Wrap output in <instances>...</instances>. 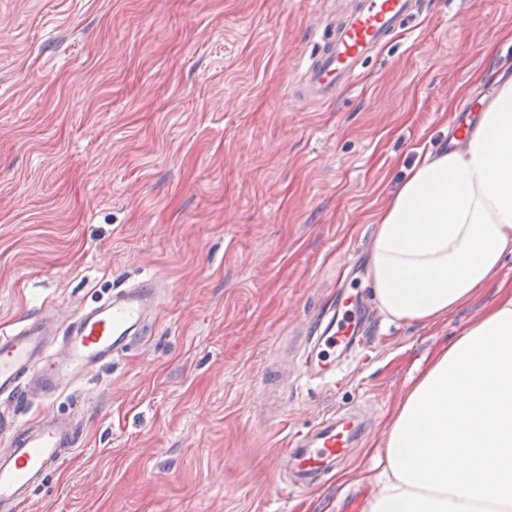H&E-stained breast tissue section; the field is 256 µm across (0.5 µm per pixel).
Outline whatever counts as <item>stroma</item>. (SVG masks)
<instances>
[{"label": "stroma", "mask_w": 512, "mask_h": 512, "mask_svg": "<svg viewBox=\"0 0 512 512\" xmlns=\"http://www.w3.org/2000/svg\"><path fill=\"white\" fill-rule=\"evenodd\" d=\"M337 0H0V328L71 313L153 274L143 341L58 395L75 447L23 512H340L370 500L399 400L512 291L497 281L433 324L368 327L337 383L296 365L330 280L370 290L369 246L414 159L512 76V0H417L402 35L333 101L300 90ZM371 406L349 468L288 498L291 434Z\"/></svg>", "instance_id": "obj_1"}]
</instances>
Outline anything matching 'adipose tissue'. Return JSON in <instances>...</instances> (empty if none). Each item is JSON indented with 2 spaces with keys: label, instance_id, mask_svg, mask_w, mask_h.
Instances as JSON below:
<instances>
[{
  "label": "adipose tissue",
  "instance_id": "adipose-tissue-1",
  "mask_svg": "<svg viewBox=\"0 0 512 512\" xmlns=\"http://www.w3.org/2000/svg\"><path fill=\"white\" fill-rule=\"evenodd\" d=\"M512 254V77L465 150L413 162L370 255L388 321L455 313ZM367 512H512V292L411 383L378 456Z\"/></svg>",
  "mask_w": 512,
  "mask_h": 512
}]
</instances>
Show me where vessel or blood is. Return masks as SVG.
<instances>
[{"label": "vessel or blood", "mask_w": 512, "mask_h": 512, "mask_svg": "<svg viewBox=\"0 0 512 512\" xmlns=\"http://www.w3.org/2000/svg\"><path fill=\"white\" fill-rule=\"evenodd\" d=\"M344 16L305 72L310 98L329 101L346 88L363 61L400 33L415 0H343ZM163 281L145 277L62 324L49 308L0 329V512H20L62 453L73 448V417L40 413L20 420L12 403L47 402L92 376L143 339L155 321ZM341 317L331 318L302 357L299 374L310 382L335 380L336 365L360 338L369 310L361 293L342 298ZM371 412H341L292 434L272 468L282 495L313 489L346 465L369 435Z\"/></svg>", "instance_id": "obj_1"}]
</instances>
